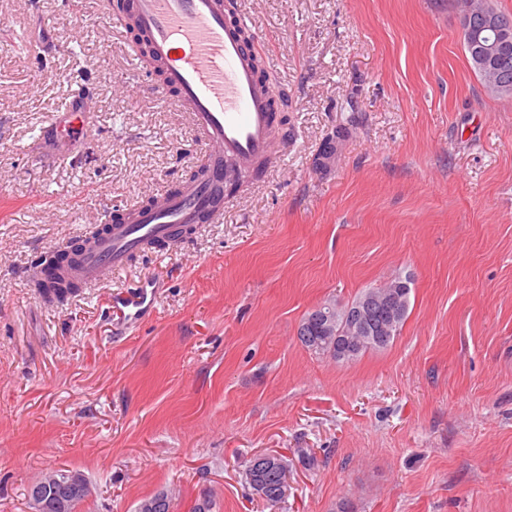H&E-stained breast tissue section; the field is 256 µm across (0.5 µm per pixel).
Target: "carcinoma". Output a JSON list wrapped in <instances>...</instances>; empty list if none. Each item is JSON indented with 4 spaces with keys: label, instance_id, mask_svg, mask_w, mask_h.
Masks as SVG:
<instances>
[{
    "label": "carcinoma",
    "instance_id": "cac0c4a2",
    "mask_svg": "<svg viewBox=\"0 0 512 512\" xmlns=\"http://www.w3.org/2000/svg\"><path fill=\"white\" fill-rule=\"evenodd\" d=\"M410 279L396 277L376 288H366L355 299L338 306L331 302L320 305L328 313V320L319 330L299 333L298 339L307 349L338 361H352L369 350H380L389 345L399 332L409 309ZM78 482L66 495V512H78L79 506L90 495L85 476L74 472ZM246 477L256 495L274 507L281 487L288 483V471L265 465L259 471L246 467ZM171 499L159 492L144 499L138 512H170Z\"/></svg>",
    "mask_w": 512,
    "mask_h": 512
}]
</instances>
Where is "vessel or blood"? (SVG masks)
Listing matches in <instances>:
<instances>
[{"mask_svg":"<svg viewBox=\"0 0 512 512\" xmlns=\"http://www.w3.org/2000/svg\"><path fill=\"white\" fill-rule=\"evenodd\" d=\"M106 23V35L132 31L143 42L163 90L188 113L206 166L177 190L109 217L106 230L84 244L77 264L46 272L34 260L31 267L45 284L59 278L91 286L152 245L189 239L192 229L224 215L225 162L249 176L277 166L288 144L271 108L281 92L257 71L253 23L226 11L224 0H125L123 12Z\"/></svg>","mask_w":512,"mask_h":512,"instance_id":"1","label":"vessel or blood"}]
</instances>
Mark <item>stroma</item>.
Returning <instances> with one entry per match:
<instances>
[{
  "label": "stroma",
  "instance_id": "stroma-1",
  "mask_svg": "<svg viewBox=\"0 0 512 512\" xmlns=\"http://www.w3.org/2000/svg\"><path fill=\"white\" fill-rule=\"evenodd\" d=\"M110 2L0 0V512H32L48 468L90 481L81 512L159 491L172 512L206 492L212 512H512V98L471 69L458 0H241L288 91L283 165L223 223L48 302L36 256L202 160L104 41ZM81 93L78 141L46 134ZM406 276L387 348L300 343L314 307ZM263 452L288 458L275 507L246 483Z\"/></svg>",
  "mask_w": 512,
  "mask_h": 512
}]
</instances>
